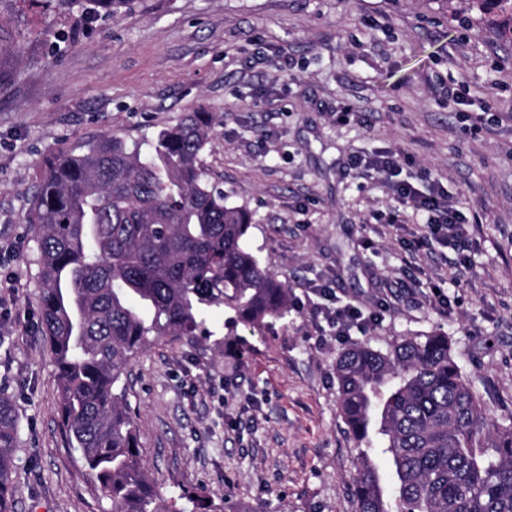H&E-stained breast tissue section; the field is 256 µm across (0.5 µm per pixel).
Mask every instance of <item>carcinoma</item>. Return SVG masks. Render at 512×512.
I'll list each match as a JSON object with an SVG mask.
<instances>
[{"mask_svg":"<svg viewBox=\"0 0 512 512\" xmlns=\"http://www.w3.org/2000/svg\"><path fill=\"white\" fill-rule=\"evenodd\" d=\"M117 16L136 0H66ZM509 13L512 0H476ZM205 108L160 129L150 151L104 133L45 162L24 220L38 243L40 324L56 360V400L69 447L107 493L112 512L190 511L164 498L141 458L122 384L132 357L163 336H210L229 309L262 332L292 311L288 283L247 243L252 214L226 204L202 165ZM338 410L359 453L356 512H512V422L493 418L462 373L448 336L353 340L336 358ZM19 431L0 393V512L13 495ZM392 465L385 484L378 459Z\"/></svg>","mask_w":512,"mask_h":512,"instance_id":"1","label":"carcinoma"}]
</instances>
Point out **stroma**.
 I'll list each match as a JSON object with an SVG mask.
<instances>
[{
  "label": "stroma",
  "mask_w": 512,
  "mask_h": 512,
  "mask_svg": "<svg viewBox=\"0 0 512 512\" xmlns=\"http://www.w3.org/2000/svg\"><path fill=\"white\" fill-rule=\"evenodd\" d=\"M466 99L449 111V88ZM496 107L483 112L487 100ZM214 116L202 164L249 208V245L286 277L287 324L166 336L127 366L149 477L233 512H356L358 443L337 408L345 341L309 300H387L364 333L447 332L486 408L512 422V39L475 0H138L87 19L59 0H0V393L19 419L14 512H110L67 448L56 366L39 327L37 243L24 216L49 156L111 132L141 143L182 115ZM349 107L347 121L336 119ZM397 152L396 180L440 178L474 217L471 265L420 253L413 224L352 156ZM451 302L423 305L434 283Z\"/></svg>",
  "instance_id": "35a3bbf8"
}]
</instances>
